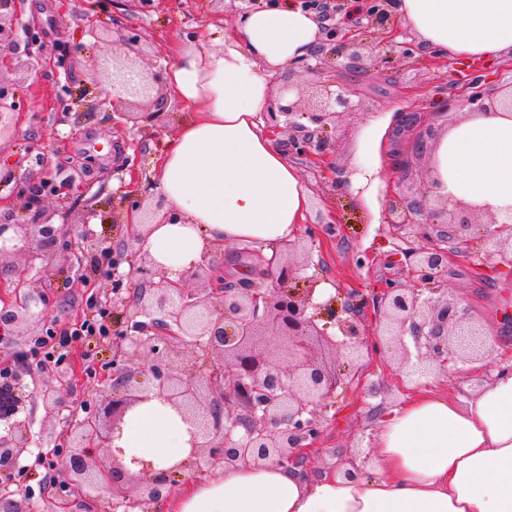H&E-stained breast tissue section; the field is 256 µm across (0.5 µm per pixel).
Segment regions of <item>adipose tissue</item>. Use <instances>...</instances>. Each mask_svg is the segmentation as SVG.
Instances as JSON below:
<instances>
[{"instance_id":"1","label":"adipose tissue","mask_w":512,"mask_h":512,"mask_svg":"<svg viewBox=\"0 0 512 512\" xmlns=\"http://www.w3.org/2000/svg\"><path fill=\"white\" fill-rule=\"evenodd\" d=\"M399 20L449 59L495 63L512 55V0H396ZM320 21L295 0L254 7L237 35L182 50L165 73L191 109L155 157L154 190L176 222L153 225L141 246L155 267L181 280L210 249L252 243L262 256L295 239L310 206L295 166L262 128L275 74L310 57ZM397 111L366 129L365 161L345 187L381 221L393 189L386 144ZM430 165L441 194L497 214L512 206V117L471 112L434 142ZM192 425L153 399L125 417L113 451L132 472L162 471L191 453ZM367 474L311 478L277 461L197 478L169 512H512V373L469 397L420 390L386 412Z\"/></svg>"}]
</instances>
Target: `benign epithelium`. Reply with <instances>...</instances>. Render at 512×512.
Returning <instances> with one entry per match:
<instances>
[{
    "label": "benign epithelium",
    "instance_id": "benign-epithelium-1",
    "mask_svg": "<svg viewBox=\"0 0 512 512\" xmlns=\"http://www.w3.org/2000/svg\"><path fill=\"white\" fill-rule=\"evenodd\" d=\"M391 0H363L352 16L368 27L389 22ZM13 0H0V61L13 60L15 15ZM323 43L341 38L353 59L359 58L351 27L331 24L321 27ZM105 101L159 103L162 75L159 71L128 64L116 52L112 63L98 68ZM287 89L274 92L269 112L273 129L288 135V150L298 156L324 159L335 150L331 132L346 114L357 109L352 93L328 84L311 87L307 108L301 101L283 103ZM448 105L473 112H512V85L496 98L485 96L479 83L467 95L451 98ZM19 110L11 84L0 78V134L10 128ZM308 119L309 124L302 123ZM76 183L71 176L61 182L46 169L41 187L46 196L61 198L63 190ZM388 223L403 239L422 246L411 251V278L414 287L389 280L378 293L377 306L383 312L377 333L363 324L366 300L357 290L317 297L322 278L307 270L311 258H298L300 241L290 240L265 261L264 275L270 286L245 282L229 285L224 265L203 259L194 266V275L207 284L191 289L184 281L174 282L143 257L134 269L141 281L137 293L123 296L127 274L119 271L123 255L110 251L85 221L65 215L54 224L52 216L37 206L20 219L12 209L0 213V236L11 228L18 244L0 248V284L11 283L10 297L0 304V337L10 338L23 326L43 327L49 311L42 295L33 289L31 274L38 260L47 261L67 246V238L78 231L82 251L106 255L112 252V299L123 316L112 323V375L105 392L104 410L84 407V415L67 424L57 440L70 453L62 463L43 452L41 443L28 435L27 404L42 400L45 418L62 421L75 374L58 364L49 378L32 371L28 358L14 357L13 365L0 368V475L24 469L21 461L36 455L58 468L63 488L75 499L94 504L112 501V509L154 505L165 501L176 486V477L201 470L235 467L261 459L306 468L309 454L316 450L322 434L320 412L333 402L346 378L365 370L368 360L380 352V341L403 343L413 337L418 354L403 351L399 368L418 382L435 374H446L460 364H475L492 355L485 329L471 321L459 303L448 298L423 296L420 287L434 292L438 274L447 264L448 249L459 250L476 236L485 256L498 259L492 269L512 270V210L492 215L479 223L477 209L438 194L437 181L427 182L416 193H395L386 199ZM140 221L130 225L132 238L141 242L149 224L156 219L174 220V214L158 204L131 207ZM22 259L3 264V258ZM325 314L336 328L330 334L317 323ZM279 336L283 346L274 354L260 348L262 337ZM191 350L195 361L180 362ZM142 352L138 369L131 357ZM33 388L25 390L24 377ZM159 398L171 404L194 426L192 452L186 461L165 473L144 470L135 475L114 457L107 466L90 463L99 448L112 447L122 430L126 414L137 404ZM16 491L0 484V512H23L13 496Z\"/></svg>",
    "mask_w": 512,
    "mask_h": 512
}]
</instances>
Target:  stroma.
Returning a JSON list of instances; mask_svg holds the SVG:
<instances>
[{"label":"stroma","mask_w":512,"mask_h":512,"mask_svg":"<svg viewBox=\"0 0 512 512\" xmlns=\"http://www.w3.org/2000/svg\"><path fill=\"white\" fill-rule=\"evenodd\" d=\"M89 2L14 0L15 44L20 53H33L35 59L32 66L4 75L17 90L21 116L15 134L0 142V200L10 197L16 180L39 181L44 167L70 162L85 166L82 182L65 203L47 198L43 206L56 214L67 210L73 217H87L97 236L115 246L128 240L131 229L113 223V200L159 204L152 190L154 149L175 133L188 113L183 103L168 97L163 121L118 126L112 106L103 102L97 65L111 61L115 40L134 34L137 44L119 49L128 63L169 67L178 49L194 37L234 34L240 2L152 0L140 9L132 0H110L101 10L90 8ZM357 37V63H349L347 54L329 45L317 61V72H307L298 63L280 71L274 83L299 90L314 80L344 85L355 93L356 113L340 118L333 132L335 152L318 163L303 157L293 163L311 197L306 221L317 228L315 237L303 241L305 252L319 263L331 290L355 288L370 298L386 279L408 282L413 245L394 235L388 224L368 223L340 184L343 171L360 156L365 127L393 104L401 105L410 121L396 130L397 144L388 166L398 190L420 191L429 179V158L415 153V140L441 134L459 119V111L445 103L465 94L471 81L480 80L487 96H498L512 84V59L489 66L451 61L420 46L409 28L395 24L386 32L360 30ZM70 259V252H58L49 271L35 277L52 312L47 329L58 334L92 314L86 304L89 291L77 281ZM484 262L482 246L475 240L466 252L450 253L440 273L439 288L494 334L493 355L477 370L434 378V387L451 397L491 382L499 364H512V325L500 321L503 309L512 306V274L482 272ZM30 360L50 370L60 361L75 366L70 419L82 417L84 403L101 404V392L112 373V353L102 337L59 341L49 351L31 354ZM415 390V384L398 371L392 350L374 357L362 381L348 385L324 411L320 449L308 463L310 476L336 472L354 455L372 457L381 414ZM25 464V471L12 477L13 489L30 491L25 505L33 512H57L58 494L48 480V466L32 457Z\"/></svg>","instance_id":"obj_1"}]
</instances>
